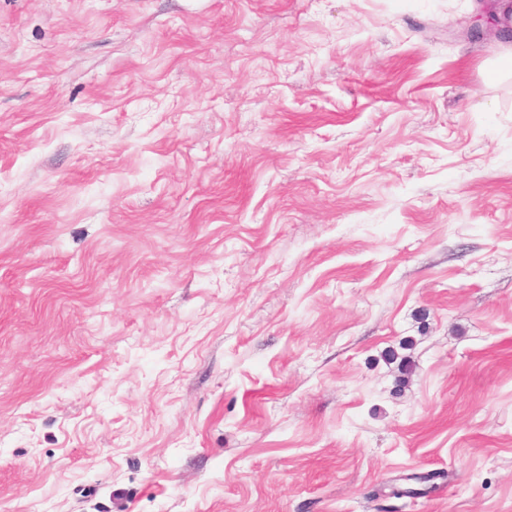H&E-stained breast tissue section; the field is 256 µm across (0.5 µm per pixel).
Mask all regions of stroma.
<instances>
[{"mask_svg": "<svg viewBox=\"0 0 512 512\" xmlns=\"http://www.w3.org/2000/svg\"><path fill=\"white\" fill-rule=\"evenodd\" d=\"M479 11L0 0V512H512Z\"/></svg>", "mask_w": 512, "mask_h": 512, "instance_id": "1", "label": "stroma"}]
</instances>
